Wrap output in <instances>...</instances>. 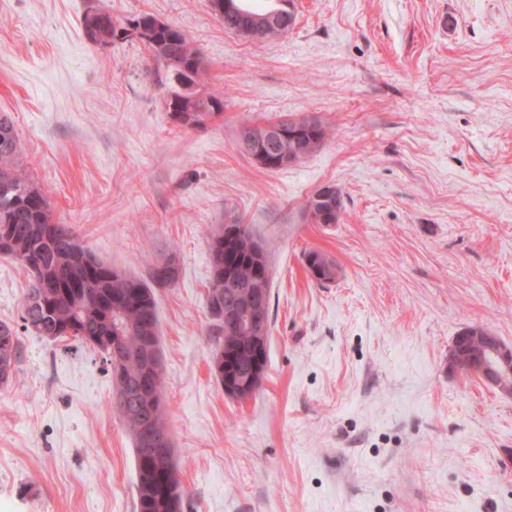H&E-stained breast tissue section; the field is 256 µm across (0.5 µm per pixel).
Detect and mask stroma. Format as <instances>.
Here are the masks:
<instances>
[{
  "label": "stroma",
  "mask_w": 512,
  "mask_h": 512,
  "mask_svg": "<svg viewBox=\"0 0 512 512\" xmlns=\"http://www.w3.org/2000/svg\"><path fill=\"white\" fill-rule=\"evenodd\" d=\"M288 33L225 30L209 0H0V112L30 174L96 258L156 291L184 512H512V397L450 367L477 325L512 345V0H294ZM92 7L186 30L223 100L172 122L175 81L136 37L91 43ZM315 115L327 141L275 171L241 124ZM332 184L345 208L311 223ZM240 218L272 271L256 397H226L204 301L206 234ZM326 253L318 286L304 255ZM24 269L0 257V321ZM0 386V512H135L111 368L22 331ZM317 192V194H316ZM338 188L334 185H324L321 188L316 190L312 195H310L305 203L304 210L306 212L307 218L314 224H334L337 223L340 219L341 211L344 208L343 200H342V193L339 190V196L334 201V208L335 211H338V214L336 216L335 214V220L333 223H330L328 220H323L321 217L322 212L327 209L329 204L325 200L330 198L331 196L337 195ZM320 196V200H319ZM304 261L308 274L317 284L334 283L338 277V267L336 262L327 254L311 250L304 255Z\"/></svg>",
  "instance_id": "1"
}]
</instances>
